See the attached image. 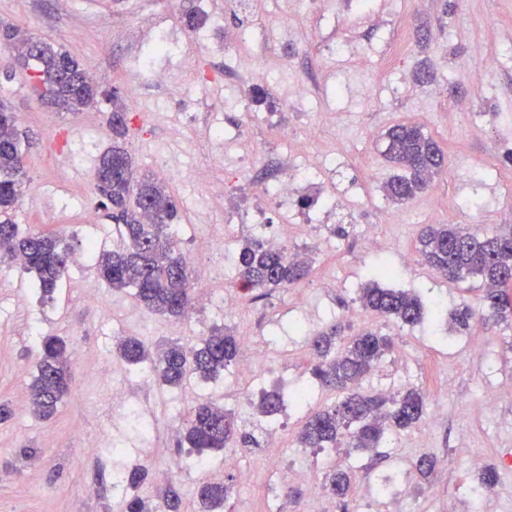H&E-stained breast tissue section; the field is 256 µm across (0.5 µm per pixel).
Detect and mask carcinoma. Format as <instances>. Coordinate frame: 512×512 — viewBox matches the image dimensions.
<instances>
[{"label":"carcinoma","mask_w":512,"mask_h":512,"mask_svg":"<svg viewBox=\"0 0 512 512\" xmlns=\"http://www.w3.org/2000/svg\"><path fill=\"white\" fill-rule=\"evenodd\" d=\"M3 43L17 53V60L33 70L32 78L42 88V96L68 112H82L101 101L112 105L108 125L112 146L104 151L95 166V194L104 207L112 206V221L118 224L121 242L97 256V274L115 291L129 293L149 311L173 320L184 319L195 307L192 272L177 248L173 221L178 206L167 186L148 176L136 177L131 154L124 139L127 123L113 117L127 115L120 102L119 89L99 95L98 88L69 54L40 40L32 49V36L9 26L0 32ZM29 140L18 128L16 113L0 99V261L17 262L38 286L40 299L52 300L57 294L75 246L57 232L22 231L15 219L16 204L26 177V148ZM382 156L397 173L383 185L387 199L406 204L423 192L446 165L439 142L416 124L399 123L382 134ZM423 261L449 281L471 279L483 287L478 306L465 305L448 313L435 296L422 299L409 291L379 287V280L390 279L397 270L379 264L368 270V283L358 300L360 306L402 325H416L430 313L437 324L451 316L459 330L474 324L512 327V227L506 231L460 224H431L419 238ZM239 290L256 298L276 288H291L310 272L308 261L286 247H271L256 241L245 245L235 256ZM73 344L61 337H40L33 354L35 368L30 384L29 411L46 419L57 413L69 393ZM315 355L312 375L322 388L340 391L331 405L310 411L303 417L296 435L300 448L336 450L338 448H376L390 434L411 431L427 412L425 394L418 389L398 392L389 400L362 394L357 390L365 378L390 351L391 341L378 331L366 330L344 340L338 327L318 331L308 339ZM118 359L129 369L151 361L149 370L158 384L180 388L192 378L214 381L236 362L239 343L224 328H214L198 344L178 340L168 342L155 359L145 342L125 337L115 347ZM309 390L298 388L288 394L280 390L261 391L256 410L272 424L285 404L301 406ZM180 444L187 454L201 460L211 451H223L236 438L245 445H258L250 434H238L235 413L207 399L184 413ZM148 477L147 467L131 464L113 474L112 485L126 487L123 512H180L182 500L174 491L151 498L139 492ZM497 472L488 467L474 486V492L491 490ZM324 485L334 497L352 496L355 482L349 467L331 466L324 472ZM235 492L232 477L222 482L204 479L194 492L188 512H220Z\"/></svg>","instance_id":"1"}]
</instances>
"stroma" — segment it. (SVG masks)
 Segmentation results:
<instances>
[{
	"mask_svg": "<svg viewBox=\"0 0 512 512\" xmlns=\"http://www.w3.org/2000/svg\"><path fill=\"white\" fill-rule=\"evenodd\" d=\"M188 7L187 0L177 7L168 0H0V24L67 51L99 86L118 87L138 174H156L161 153L177 163L165 183L179 206L178 247L196 281L231 291L243 242L257 233L275 235L286 220L303 225L288 247L309 250L312 271L298 286L275 289L262 301L243 298L236 312L214 303L174 321L109 288L90 255L69 265L48 303L26 273L0 264V402L14 412L0 423V512H122L112 472L141 459L149 460L151 473L144 494L156 495L166 484L192 498L199 475L157 478L183 452L181 412L210 397L242 420L251 417L260 391L311 381L312 361L304 337L290 329L294 322L311 332L340 324L349 336L381 327L394 346L362 380V391L416 388L443 409L438 421L422 423L427 449L415 448L409 431L371 452L334 453L333 463L354 468L348 500L354 512L376 500L377 479L396 464L415 493L414 512H465L477 478L466 464L474 450L500 470L494 504H512V469L503 467L512 462V329L477 325L461 334L444 324L434 334L425 322L381 324L368 314L345 315L364 268L381 258L401 271L393 288L437 296L452 307L477 303L479 282H448L423 264L416 242L428 224L512 225V167L501 163L512 148V0H264L236 12L226 10L224 0H207L205 28L213 42L247 31L250 40L239 43V52L270 34L273 14L292 19L288 34L267 51L279 64L275 112L251 101L249 68L236 55L209 54L198 44L183 22ZM154 18L180 49L177 76L191 66L198 73L188 90L142 83L132 51L112 36L140 29L141 50L149 52L155 35L146 22ZM303 42L309 52L300 57L296 48ZM421 61L433 77L416 83L411 71ZM1 96L31 141L19 224L64 233L79 253L89 242L101 251L118 244L111 213L93 194L95 165L112 144L106 114L95 108L73 114L39 100L29 71L20 68L9 77L0 73ZM322 112L334 113V123L318 125ZM397 123L423 127L447 154L429 190L406 205L386 199L391 169L374 141ZM298 167L309 175L297 194L322 188L335 195V209L317 210L310 220L295 199L281 208L267 202L269 179ZM200 169L209 182L195 179ZM434 199L439 208H431ZM337 224L347 236L331 234ZM229 229L235 236L217 270L203 245ZM216 327L251 332L284 366H272L267 380L249 381L232 369L218 381L194 379L175 389L146 383L140 372L112 371L118 339L139 337L156 352L169 339L193 342ZM46 334L74 346L71 391L49 420L21 410L32 381L29 354ZM475 341L483 352L471 351ZM25 448L35 456H22ZM423 453L440 461L426 479L414 469ZM431 486L441 489L440 498L425 496Z\"/></svg>",
	"mask_w": 512,
	"mask_h": 512,
	"instance_id": "obj_1",
	"label": "stroma"
}]
</instances>
